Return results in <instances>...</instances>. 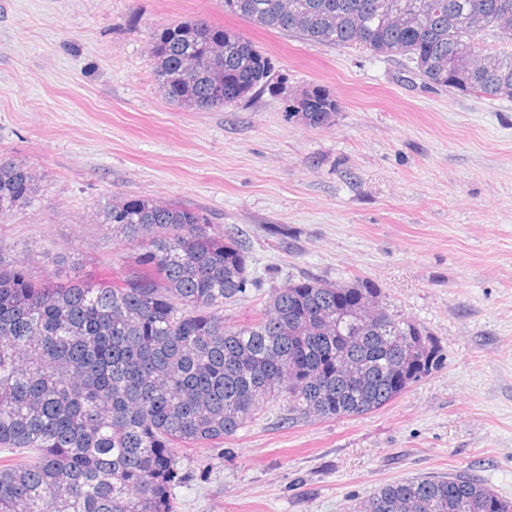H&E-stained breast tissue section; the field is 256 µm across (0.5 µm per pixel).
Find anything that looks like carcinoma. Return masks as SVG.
<instances>
[{
  "label": "carcinoma",
  "mask_w": 512,
  "mask_h": 512,
  "mask_svg": "<svg viewBox=\"0 0 512 512\" xmlns=\"http://www.w3.org/2000/svg\"><path fill=\"white\" fill-rule=\"evenodd\" d=\"M225 11L308 43L406 57L423 84L512 101V0H224ZM169 103L224 106L271 85L267 57L202 19L152 45ZM336 99L313 89L289 116L328 126ZM43 195L36 172L0 158V215ZM94 223L137 243L139 270L109 285L57 282L9 262L0 239V512H177L179 450L224 442L281 396L299 418L374 412L428 376L440 350L420 325L388 313L366 280L304 276L271 291L247 325L224 303L245 292L241 244L208 214L153 199L111 200ZM371 298L375 315L355 306ZM512 512L467 476L382 485L353 512Z\"/></svg>",
  "instance_id": "obj_1"
}]
</instances>
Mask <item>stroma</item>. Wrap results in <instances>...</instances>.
Returning a JSON list of instances; mask_svg holds the SVG:
<instances>
[{
  "mask_svg": "<svg viewBox=\"0 0 512 512\" xmlns=\"http://www.w3.org/2000/svg\"><path fill=\"white\" fill-rule=\"evenodd\" d=\"M200 18L251 40L276 88L211 111L170 105L151 44ZM336 98L332 126L292 96ZM0 154L43 199L0 217L8 260L46 249L105 280L138 248L91 221L114 198L204 210L247 253L253 287L225 305L251 322L270 290L360 277L442 360L373 413L290 419L277 399L233 437L183 451L179 512H352L383 484L475 476L512 499V101L424 87L404 58L308 44L224 0H0ZM293 112L288 115L297 118L309 126H329L336 116V99L320 89L303 93L293 98Z\"/></svg>",
  "mask_w": 512,
  "mask_h": 512,
  "instance_id": "1",
  "label": "stroma"
}]
</instances>
